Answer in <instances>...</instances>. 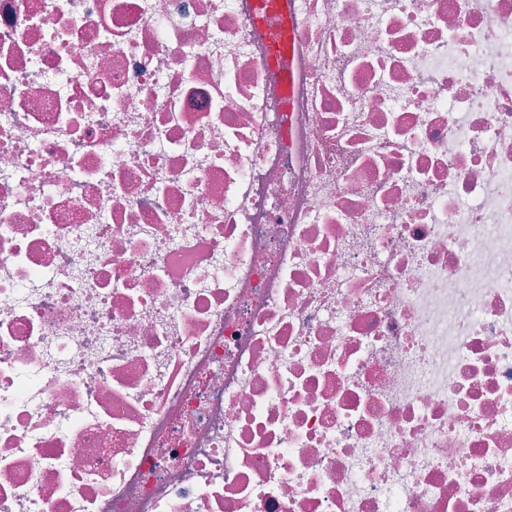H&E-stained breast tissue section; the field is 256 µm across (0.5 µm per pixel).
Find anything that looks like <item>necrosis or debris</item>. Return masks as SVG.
<instances>
[{"mask_svg": "<svg viewBox=\"0 0 512 512\" xmlns=\"http://www.w3.org/2000/svg\"><path fill=\"white\" fill-rule=\"evenodd\" d=\"M0 0V512H512V0ZM289 0H256V8L259 15V20L262 21L259 27L261 35L272 40L273 43L278 44L272 30L267 26L265 17L271 12L277 13L284 20L288 16Z\"/></svg>", "mask_w": 512, "mask_h": 512, "instance_id": "4bbe7bcc", "label": "necrosis or debris"}]
</instances>
